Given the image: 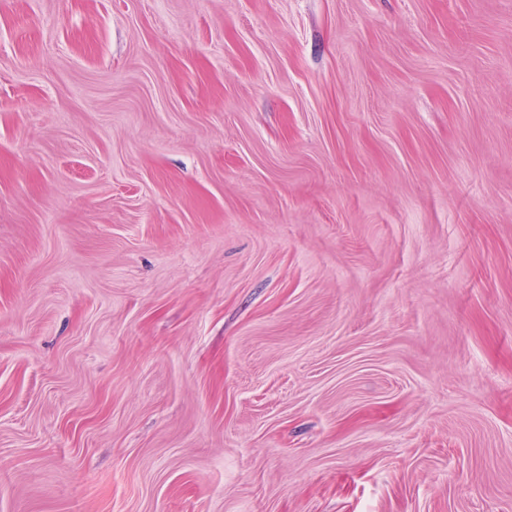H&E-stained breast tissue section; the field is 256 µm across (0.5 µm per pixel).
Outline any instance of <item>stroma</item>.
<instances>
[{"label": "stroma", "instance_id": "obj_1", "mask_svg": "<svg viewBox=\"0 0 512 512\" xmlns=\"http://www.w3.org/2000/svg\"><path fill=\"white\" fill-rule=\"evenodd\" d=\"M0 512H512V0H0Z\"/></svg>", "mask_w": 512, "mask_h": 512}]
</instances>
